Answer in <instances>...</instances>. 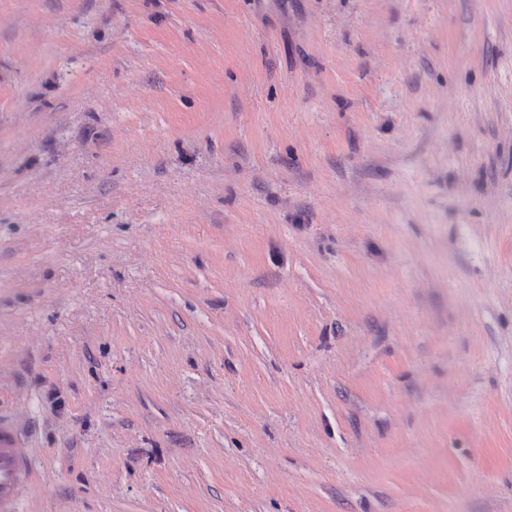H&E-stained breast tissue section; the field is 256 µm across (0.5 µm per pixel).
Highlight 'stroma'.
<instances>
[{
  "mask_svg": "<svg viewBox=\"0 0 512 512\" xmlns=\"http://www.w3.org/2000/svg\"><path fill=\"white\" fill-rule=\"evenodd\" d=\"M19 512H512V0H0Z\"/></svg>",
  "mask_w": 512,
  "mask_h": 512,
  "instance_id": "1",
  "label": "stroma"
}]
</instances>
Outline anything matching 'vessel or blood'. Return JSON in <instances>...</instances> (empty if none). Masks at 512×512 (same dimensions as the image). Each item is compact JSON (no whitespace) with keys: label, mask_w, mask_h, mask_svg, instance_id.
<instances>
[{"label":"vessel or blood","mask_w":512,"mask_h":512,"mask_svg":"<svg viewBox=\"0 0 512 512\" xmlns=\"http://www.w3.org/2000/svg\"><path fill=\"white\" fill-rule=\"evenodd\" d=\"M31 460L12 423L0 420V512H18Z\"/></svg>","instance_id":"vessel-or-blood-1"}]
</instances>
